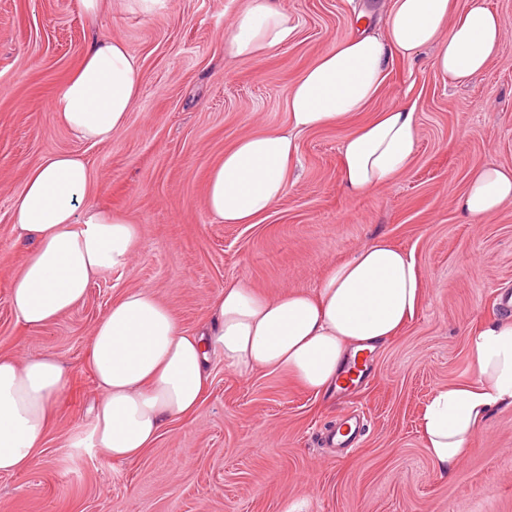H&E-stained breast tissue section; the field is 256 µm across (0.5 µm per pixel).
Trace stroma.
<instances>
[{"label": "stroma", "instance_id": "1", "mask_svg": "<svg viewBox=\"0 0 512 512\" xmlns=\"http://www.w3.org/2000/svg\"><path fill=\"white\" fill-rule=\"evenodd\" d=\"M370 2L278 0L297 20L293 43L235 60L224 30L242 0H165L152 14L112 0L93 22L80 0H0V355H51L70 374L38 463L0 474V512H512V406L474 434L450 479L435 471L419 430L438 389L474 379L470 332L501 315L512 290V205L476 223L457 208L472 170L512 168V0H482L509 26L483 74L452 82L427 56L399 60L367 111L300 134L293 184L259 223H218L203 204L225 150L287 127L295 79L350 34L355 10ZM96 33L124 41L141 64L129 121L101 145L73 139L48 110ZM406 97L418 112L412 165L391 185L348 197L344 139ZM58 152L86 161L94 202L136 224L141 243L129 266L94 279L76 309L31 330L10 306L30 247L13 230L12 203L27 172ZM378 234L413 253L426 299L371 353L357 386L317 395L282 374L244 378L217 364L196 413L169 424L135 461L76 447L99 398L90 339L124 292L150 290L191 332L225 283L312 292L331 264ZM348 415L360 422L353 447L324 443Z\"/></svg>", "mask_w": 512, "mask_h": 512}]
</instances>
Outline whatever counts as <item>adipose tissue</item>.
<instances>
[{
	"instance_id": "adipose-tissue-1",
	"label": "adipose tissue",
	"mask_w": 512,
	"mask_h": 512,
	"mask_svg": "<svg viewBox=\"0 0 512 512\" xmlns=\"http://www.w3.org/2000/svg\"><path fill=\"white\" fill-rule=\"evenodd\" d=\"M505 20L481 0H386L381 30L356 21L298 76L288 93L287 128L238 139L210 170L204 204L221 224H255L290 186L296 136L364 111L379 95L390 62L432 50V66L453 81L483 72L497 55ZM297 24L274 0H245L224 32L226 53L255 60L287 46ZM140 64L126 43L94 37L80 65L49 102L54 122L75 139L111 141L137 97ZM417 104L384 108L340 150V182L357 198L393 183L412 164ZM92 175L72 153L32 168L13 205L14 224L32 248L14 277L10 303L31 329L51 325L85 298L95 276L125 267L140 246L138 227L90 199ZM512 202V169L477 168L459 196L466 218L486 219ZM426 298L413 254L380 236L332 265L313 292L271 297L243 280L225 283L210 318L181 329L146 289H131L97 322L88 350L100 398L80 446L117 461L139 458L172 422L203 400L212 363L240 376L278 372L301 387H335L355 356L398 336ZM474 380L438 390L422 413L425 448L439 476L452 477L469 441L499 406L512 404V317L469 337ZM51 356L0 357V473L40 458L54 408L68 387Z\"/></svg>"
}]
</instances>
